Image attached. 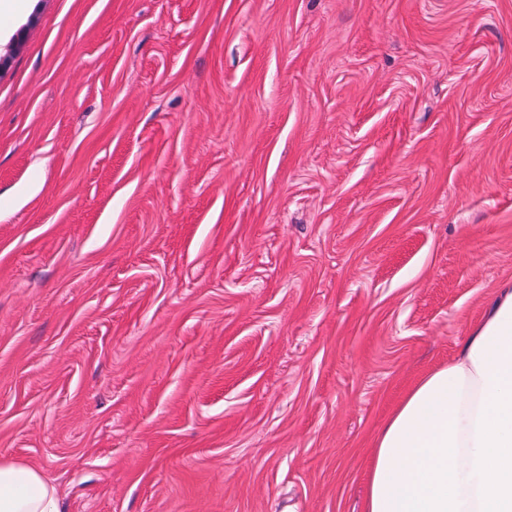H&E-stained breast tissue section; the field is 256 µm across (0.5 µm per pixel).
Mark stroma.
<instances>
[{"mask_svg": "<svg viewBox=\"0 0 512 512\" xmlns=\"http://www.w3.org/2000/svg\"><path fill=\"white\" fill-rule=\"evenodd\" d=\"M512 285V0H23L0 459L61 512H362Z\"/></svg>", "mask_w": 512, "mask_h": 512, "instance_id": "stroma-1", "label": "stroma"}]
</instances>
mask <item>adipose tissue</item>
I'll list each match as a JSON object with an SVG mask.
<instances>
[{"label": "adipose tissue", "instance_id": "1", "mask_svg": "<svg viewBox=\"0 0 512 512\" xmlns=\"http://www.w3.org/2000/svg\"><path fill=\"white\" fill-rule=\"evenodd\" d=\"M0 512H61L35 468L0 462ZM364 512H512V289L375 439Z\"/></svg>", "mask_w": 512, "mask_h": 512}]
</instances>
